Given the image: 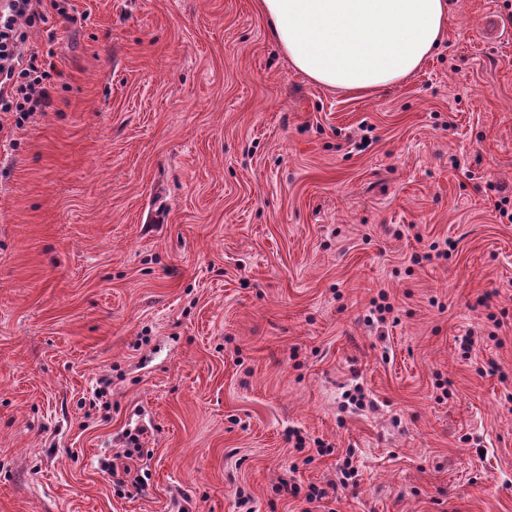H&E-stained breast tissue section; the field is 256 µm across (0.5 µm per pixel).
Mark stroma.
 <instances>
[{"label":"stroma","instance_id":"stroma-1","mask_svg":"<svg viewBox=\"0 0 512 512\" xmlns=\"http://www.w3.org/2000/svg\"><path fill=\"white\" fill-rule=\"evenodd\" d=\"M449 3L362 93L258 0L48 11L50 105L0 112V512H512V0Z\"/></svg>","mask_w":512,"mask_h":512}]
</instances>
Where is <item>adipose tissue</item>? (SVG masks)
Returning a JSON list of instances; mask_svg holds the SVG:
<instances>
[{
	"label": "adipose tissue",
	"mask_w": 512,
	"mask_h": 512,
	"mask_svg": "<svg viewBox=\"0 0 512 512\" xmlns=\"http://www.w3.org/2000/svg\"><path fill=\"white\" fill-rule=\"evenodd\" d=\"M297 71L368 92L406 80L439 46L448 0H259Z\"/></svg>",
	"instance_id": "obj_1"
}]
</instances>
